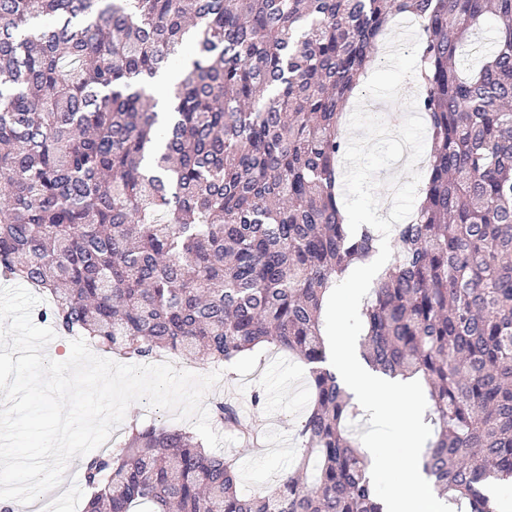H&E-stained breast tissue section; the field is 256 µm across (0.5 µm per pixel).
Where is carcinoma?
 Listing matches in <instances>:
<instances>
[{
  "mask_svg": "<svg viewBox=\"0 0 512 512\" xmlns=\"http://www.w3.org/2000/svg\"><path fill=\"white\" fill-rule=\"evenodd\" d=\"M395 16L419 21L431 151L362 353L427 386L439 494L496 512L512 479V0H0V271L105 354L223 366L267 344L309 365L314 395L313 484L295 471L244 497L234 459L135 425L84 464V512H383L321 312L375 249L338 205L341 121ZM186 45L158 112L153 80ZM211 414L244 437L234 404Z\"/></svg>",
  "mask_w": 512,
  "mask_h": 512,
  "instance_id": "1",
  "label": "carcinoma"
}]
</instances>
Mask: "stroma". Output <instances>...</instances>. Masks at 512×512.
Returning <instances> with one entry per match:
<instances>
[{
  "instance_id": "stroma-1",
  "label": "stroma",
  "mask_w": 512,
  "mask_h": 512,
  "mask_svg": "<svg viewBox=\"0 0 512 512\" xmlns=\"http://www.w3.org/2000/svg\"><path fill=\"white\" fill-rule=\"evenodd\" d=\"M222 397L263 420L267 433L259 448L238 440L220 448L235 459L242 492L253 495L276 488L281 475L295 470L303 459L297 430L313 398L307 365L276 348H260L223 367L219 383L205 400L210 403ZM79 472L78 461H71L62 484L48 493L55 512H82L89 492Z\"/></svg>"
}]
</instances>
